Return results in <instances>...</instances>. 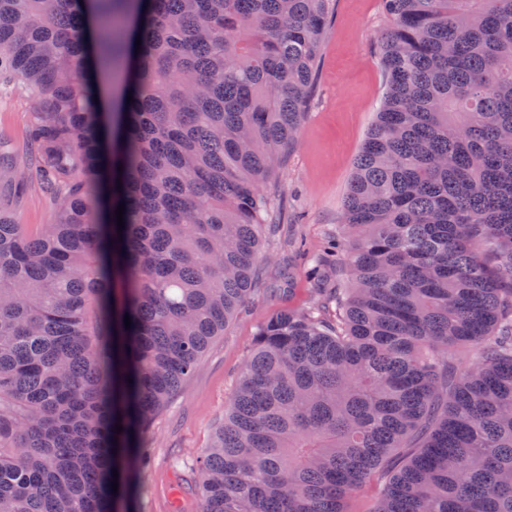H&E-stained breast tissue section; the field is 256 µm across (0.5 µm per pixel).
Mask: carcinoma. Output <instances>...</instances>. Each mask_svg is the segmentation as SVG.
<instances>
[{
    "mask_svg": "<svg viewBox=\"0 0 512 512\" xmlns=\"http://www.w3.org/2000/svg\"><path fill=\"white\" fill-rule=\"evenodd\" d=\"M384 3L343 223L311 303L256 332L200 512H348L373 482L368 512H512V0ZM333 10L0 0V86L59 206L31 232L0 155V512H130L141 430L254 297ZM116 66L134 102L101 112Z\"/></svg>",
    "mask_w": 512,
    "mask_h": 512,
    "instance_id": "obj_1",
    "label": "carcinoma"
}]
</instances>
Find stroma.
Masks as SVG:
<instances>
[{
    "instance_id": "obj_1",
    "label": "stroma",
    "mask_w": 512,
    "mask_h": 512,
    "mask_svg": "<svg viewBox=\"0 0 512 512\" xmlns=\"http://www.w3.org/2000/svg\"><path fill=\"white\" fill-rule=\"evenodd\" d=\"M386 24L382 0H336L303 123L276 173L286 193L258 257L256 297L227 323L195 372L144 428L140 441L151 464L129 480L135 512H199L194 479L224 421L258 327L275 310L307 305L311 285L295 267L294 243L318 249L343 220L353 163L385 92L378 42ZM31 107L19 93L0 97V153L13 159L23 182L14 197L20 220L36 228L50 223L58 206L31 177Z\"/></svg>"
}]
</instances>
